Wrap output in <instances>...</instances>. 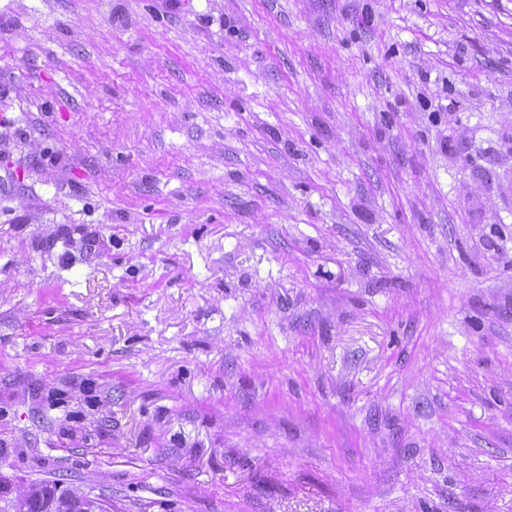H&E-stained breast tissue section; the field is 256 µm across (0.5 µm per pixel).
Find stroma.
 Segmentation results:
<instances>
[{"label": "stroma", "instance_id": "1", "mask_svg": "<svg viewBox=\"0 0 512 512\" xmlns=\"http://www.w3.org/2000/svg\"><path fill=\"white\" fill-rule=\"evenodd\" d=\"M0 444L112 512H512V0H0Z\"/></svg>", "mask_w": 512, "mask_h": 512}]
</instances>
